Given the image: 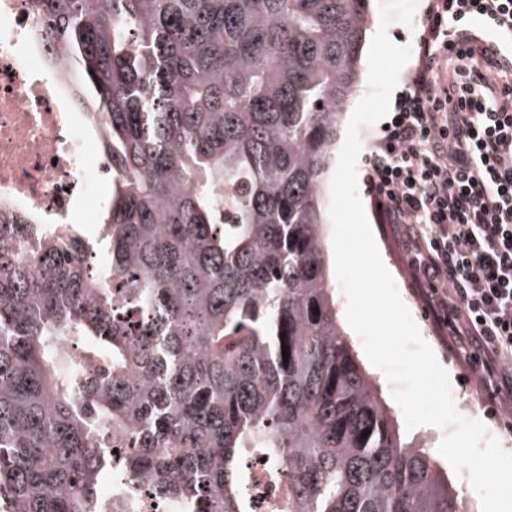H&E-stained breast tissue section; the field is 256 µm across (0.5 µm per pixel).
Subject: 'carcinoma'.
<instances>
[{
    "instance_id": "cac0c4a2",
    "label": "carcinoma",
    "mask_w": 512,
    "mask_h": 512,
    "mask_svg": "<svg viewBox=\"0 0 512 512\" xmlns=\"http://www.w3.org/2000/svg\"><path fill=\"white\" fill-rule=\"evenodd\" d=\"M33 9L112 164L110 264L93 286L78 230L34 248L0 210V512H100L110 475L253 512L249 451L288 477L280 512H468L402 441L328 280L369 0Z\"/></svg>"
}]
</instances>
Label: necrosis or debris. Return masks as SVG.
<instances>
[{
	"mask_svg": "<svg viewBox=\"0 0 512 512\" xmlns=\"http://www.w3.org/2000/svg\"><path fill=\"white\" fill-rule=\"evenodd\" d=\"M49 57L32 0H0V205L59 235L76 199L100 201L107 169L61 96Z\"/></svg>",
	"mask_w": 512,
	"mask_h": 512,
	"instance_id": "1",
	"label": "necrosis or debris"
}]
</instances>
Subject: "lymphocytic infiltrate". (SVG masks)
Here are the masks:
<instances>
[{
	"label": "lymphocytic infiltrate",
	"instance_id": "lymphocytic-infiltrate-1",
	"mask_svg": "<svg viewBox=\"0 0 512 512\" xmlns=\"http://www.w3.org/2000/svg\"><path fill=\"white\" fill-rule=\"evenodd\" d=\"M512 0H430L365 181L428 309L512 411Z\"/></svg>",
	"mask_w": 512,
	"mask_h": 512
}]
</instances>
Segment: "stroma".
Masks as SVG:
<instances>
[{"instance_id": "35a3bbf8", "label": "stroma", "mask_w": 512, "mask_h": 512, "mask_svg": "<svg viewBox=\"0 0 512 512\" xmlns=\"http://www.w3.org/2000/svg\"><path fill=\"white\" fill-rule=\"evenodd\" d=\"M359 191L364 205L369 208L367 217L383 263L393 276L400 296L420 332L432 336L430 346L451 379L456 409L466 416L474 412L482 414L487 438L498 439L502 448L512 451V429L506 426L507 416L499 399L489 396L478 373L468 360L457 354L448 327L434 321L428 312L403 249L398 226L379 222L375 212L370 209L372 194L367 184H360Z\"/></svg>"}]
</instances>
